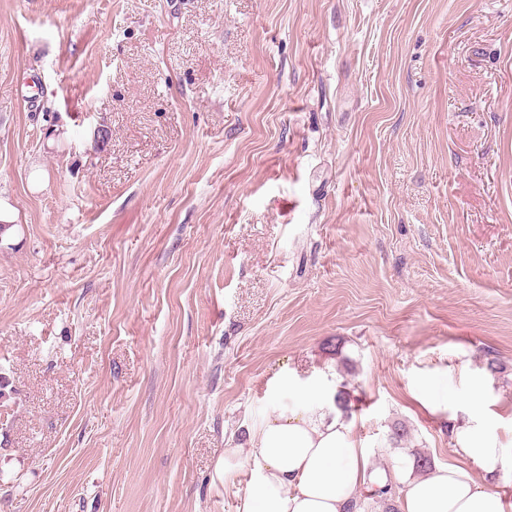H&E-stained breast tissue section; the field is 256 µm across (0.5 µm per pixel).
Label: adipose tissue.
Listing matches in <instances>:
<instances>
[{"label": "adipose tissue", "mask_w": 512, "mask_h": 512, "mask_svg": "<svg viewBox=\"0 0 512 512\" xmlns=\"http://www.w3.org/2000/svg\"><path fill=\"white\" fill-rule=\"evenodd\" d=\"M300 397L301 407L274 411L250 447L225 449V471L242 467L250 471L242 512H347L362 485L385 484V477L368 474L352 421L315 412L322 392L308 390ZM470 417L454 432L457 451L486 466L501 465L499 448L482 425V408L472 406ZM400 510L504 512V504L497 492L480 486L467 469L451 465L408 481Z\"/></svg>", "instance_id": "obj_1"}]
</instances>
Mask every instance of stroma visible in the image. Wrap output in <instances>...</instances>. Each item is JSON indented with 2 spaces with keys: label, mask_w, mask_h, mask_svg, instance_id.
Returning a JSON list of instances; mask_svg holds the SVG:
<instances>
[{
  "label": "stroma",
  "mask_w": 512,
  "mask_h": 512,
  "mask_svg": "<svg viewBox=\"0 0 512 512\" xmlns=\"http://www.w3.org/2000/svg\"><path fill=\"white\" fill-rule=\"evenodd\" d=\"M0 201V512H239L284 378L512 512V0H0ZM471 422L460 425L454 431L456 450L475 462L486 466L496 467L507 466L499 452L494 439L485 431L482 421L485 418L484 412L478 405L471 408Z\"/></svg>",
  "instance_id": "obj_1"
}]
</instances>
